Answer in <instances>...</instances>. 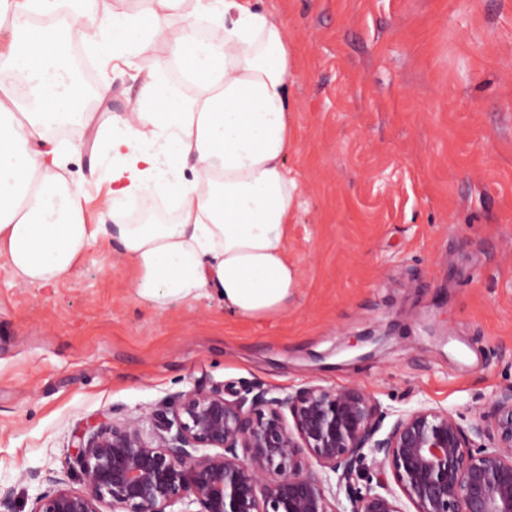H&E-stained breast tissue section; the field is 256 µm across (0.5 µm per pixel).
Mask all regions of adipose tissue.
I'll return each instance as SVG.
<instances>
[{
    "mask_svg": "<svg viewBox=\"0 0 512 512\" xmlns=\"http://www.w3.org/2000/svg\"><path fill=\"white\" fill-rule=\"evenodd\" d=\"M186 0H154L149 19L113 14L86 28L96 0H69L63 33L20 23L0 62V251L11 279L53 285L107 231L139 273V292L158 307L219 296L229 314L259 319L285 311L298 286L288 260V224L298 186L286 160L288 76L284 26L261 0H197L210 37L178 28L152 35ZM121 60L137 54L142 89L134 111L110 117V225L85 221L53 132L88 126L85 91L62 61L65 38ZM170 196L174 218L131 224L122 203L145 190Z\"/></svg>",
    "mask_w": 512,
    "mask_h": 512,
    "instance_id": "adipose-tissue-1",
    "label": "adipose tissue"
}]
</instances>
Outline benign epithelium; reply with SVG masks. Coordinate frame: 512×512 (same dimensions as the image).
I'll return each instance as SVG.
<instances>
[{"mask_svg": "<svg viewBox=\"0 0 512 512\" xmlns=\"http://www.w3.org/2000/svg\"><path fill=\"white\" fill-rule=\"evenodd\" d=\"M386 417L357 385L250 400L194 388L168 413L82 428L78 487L53 481L32 512H404L402 495L415 512H512V387L467 425L422 403L383 435Z\"/></svg>", "mask_w": 512, "mask_h": 512, "instance_id": "benign-epithelium-1", "label": "benign epithelium"}]
</instances>
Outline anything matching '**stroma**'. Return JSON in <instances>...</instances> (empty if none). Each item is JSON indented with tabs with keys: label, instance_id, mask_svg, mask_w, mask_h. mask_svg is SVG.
Masks as SVG:
<instances>
[{
	"label": "stroma",
	"instance_id": "stroma-1",
	"mask_svg": "<svg viewBox=\"0 0 512 512\" xmlns=\"http://www.w3.org/2000/svg\"><path fill=\"white\" fill-rule=\"evenodd\" d=\"M297 56L287 167L299 286L271 319L218 297L158 307L118 241L56 286L12 280L0 253V492L31 512L74 471L88 424L161 412L193 388L282 397L356 384L383 409L426 402L472 421L512 385V0H263ZM135 109L141 80L73 38ZM68 170L98 223L104 143L72 131ZM384 341L360 359L353 340Z\"/></svg>",
	"mask_w": 512,
	"mask_h": 512
}]
</instances>
